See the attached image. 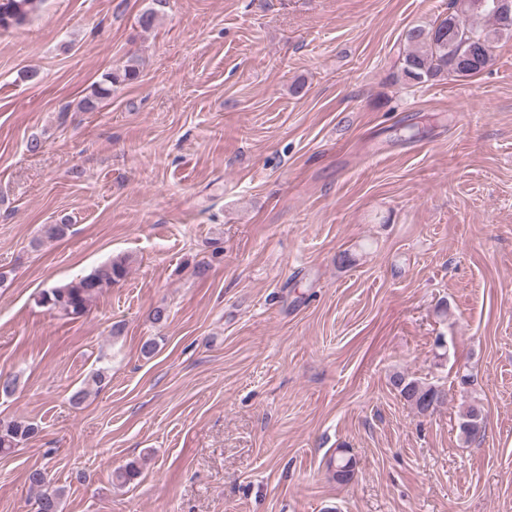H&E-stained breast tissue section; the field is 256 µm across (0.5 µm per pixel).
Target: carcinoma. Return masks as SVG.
Returning <instances> with one entry per match:
<instances>
[{
    "mask_svg": "<svg viewBox=\"0 0 512 512\" xmlns=\"http://www.w3.org/2000/svg\"><path fill=\"white\" fill-rule=\"evenodd\" d=\"M44 0H0V14L13 17L12 27L27 25L42 11ZM453 11L432 25L414 26L407 30V48L402 54L398 78L406 82L437 81L448 75L469 78L480 73L491 61L494 43L512 36V22L502 23L495 0H486L477 8L472 0H452ZM139 77L138 59L131 56L126 64L104 75L103 81L91 86L83 100V109L91 110L106 99L116 84L132 82ZM129 259L116 256L95 267L90 273L40 292L38 304L62 316L80 317L90 303L104 290L118 284L128 271ZM390 383L417 414L426 416L446 400L438 385L425 383L404 373H394ZM458 429L465 442L485 433L482 402L476 398L464 403L459 414ZM39 426L24 420L0 419V453L7 454L35 437ZM356 460L344 450L329 459L327 468L340 484L350 483L356 473ZM30 485L39 490L37 512H60L64 490L51 486L47 469H34L28 474Z\"/></svg>",
    "mask_w": 512,
    "mask_h": 512,
    "instance_id": "obj_1",
    "label": "carcinoma"
}]
</instances>
